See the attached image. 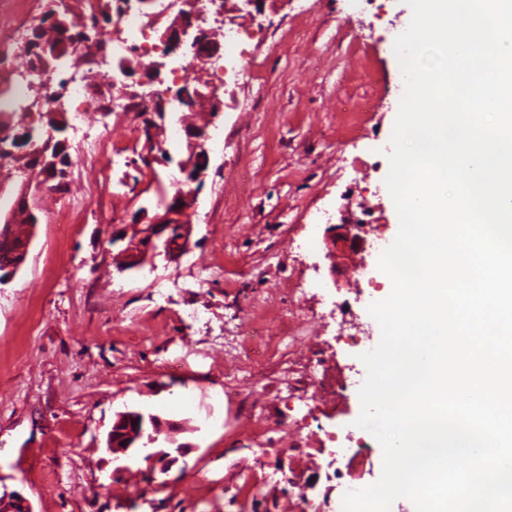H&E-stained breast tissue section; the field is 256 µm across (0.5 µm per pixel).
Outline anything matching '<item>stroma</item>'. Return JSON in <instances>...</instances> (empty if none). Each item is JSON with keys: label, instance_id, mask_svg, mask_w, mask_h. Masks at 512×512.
Masks as SVG:
<instances>
[{"label": "stroma", "instance_id": "obj_1", "mask_svg": "<svg viewBox=\"0 0 512 512\" xmlns=\"http://www.w3.org/2000/svg\"><path fill=\"white\" fill-rule=\"evenodd\" d=\"M411 16L405 0H224L217 32L261 30L243 64L262 79L220 96L209 167L188 212L190 245L175 262L160 255L118 271L112 231L140 209L155 212L158 187L180 180L187 107L166 114L159 139L170 160L160 165L143 162L132 134L142 113L67 100V188L45 193L27 261L0 285V494L24 496L34 512H298L301 494L320 512H342L346 483L379 480L381 447L352 449L366 368L346 337L377 346L368 307L392 290L378 260L399 230L385 178L404 92L394 43ZM131 59L133 90L150 63L174 91L215 79L209 70L173 78V56ZM353 117L361 133L347 141ZM102 131L128 144L125 158L81 166L78 141ZM234 169L249 173L251 189L230 205L224 177ZM64 200L61 234L49 219ZM335 224L367 231L356 244L338 242L331 258ZM297 301L305 314L284 330ZM246 320L273 345L252 365L233 349ZM291 389L313 394L309 415ZM132 410L168 420L157 448L184 446L168 473L148 477L136 461L114 474L107 434ZM335 430L339 445H322Z\"/></svg>", "mask_w": 512, "mask_h": 512}]
</instances>
